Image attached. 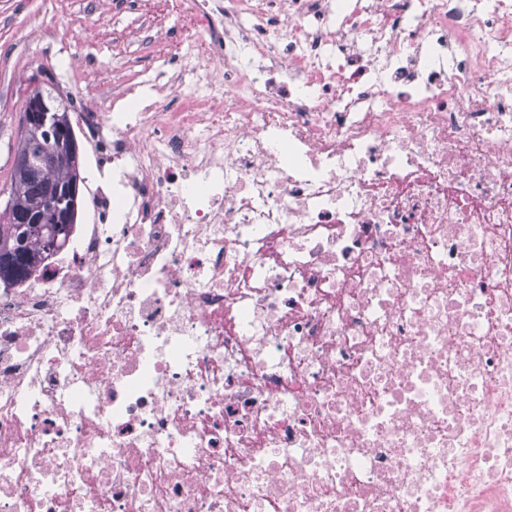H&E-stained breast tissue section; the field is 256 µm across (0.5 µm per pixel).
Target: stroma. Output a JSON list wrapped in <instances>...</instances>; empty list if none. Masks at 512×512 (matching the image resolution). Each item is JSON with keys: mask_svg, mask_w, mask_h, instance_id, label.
Here are the masks:
<instances>
[{"mask_svg": "<svg viewBox=\"0 0 512 512\" xmlns=\"http://www.w3.org/2000/svg\"><path fill=\"white\" fill-rule=\"evenodd\" d=\"M115 0H0V209L4 208L9 173L14 163L25 99L35 84L58 75L59 63L71 55L83 57L95 69L102 100L112 98V86L130 68L147 78L165 81L168 65L136 40L113 45V31L133 35L148 24L138 7ZM55 30L49 42L30 40L32 23Z\"/></svg>", "mask_w": 512, "mask_h": 512, "instance_id": "1", "label": "stroma"}]
</instances>
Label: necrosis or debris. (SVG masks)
<instances>
[{"mask_svg": "<svg viewBox=\"0 0 512 512\" xmlns=\"http://www.w3.org/2000/svg\"><path fill=\"white\" fill-rule=\"evenodd\" d=\"M0 285V512H512V0H161ZM79 146H80V160H81V171H80V161L78 160V164L72 166L70 163L59 164L57 167L53 169H49L45 171L42 175V181L43 182H63V181H70V182H77L78 185L80 183H84L82 185V194H81V202H80V209L77 219V224L83 223V212H82V200L86 194V185L93 182L98 176L96 174L95 168L91 167L88 163L87 156H86V150L81 142V140L77 137ZM82 172V176H81ZM84 177H86L84 181ZM84 181V182H83Z\"/></svg>", "mask_w": 512, "mask_h": 512, "instance_id": "1", "label": "necrosis or debris"}]
</instances>
